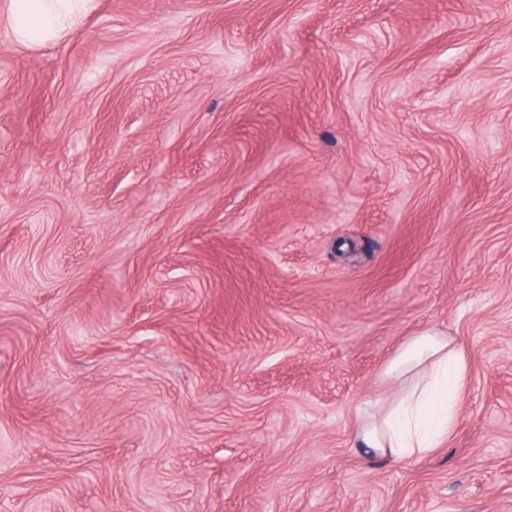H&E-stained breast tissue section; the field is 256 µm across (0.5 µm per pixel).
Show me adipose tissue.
Wrapping results in <instances>:
<instances>
[{"mask_svg": "<svg viewBox=\"0 0 512 512\" xmlns=\"http://www.w3.org/2000/svg\"><path fill=\"white\" fill-rule=\"evenodd\" d=\"M89 0H11L12 28L22 42L46 43L62 29L65 17ZM462 353L439 332L426 330L404 345L391 374L410 376L405 391L378 418L358 427L364 445L395 457L421 455L442 446L456 420L453 401H442V388L460 391L465 384Z\"/></svg>", "mask_w": 512, "mask_h": 512, "instance_id": "obj_1", "label": "adipose tissue"}]
</instances>
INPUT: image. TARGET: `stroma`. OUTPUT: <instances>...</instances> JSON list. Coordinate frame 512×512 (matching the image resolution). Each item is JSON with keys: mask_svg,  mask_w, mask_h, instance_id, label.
I'll return each mask as SVG.
<instances>
[{"mask_svg": "<svg viewBox=\"0 0 512 512\" xmlns=\"http://www.w3.org/2000/svg\"><path fill=\"white\" fill-rule=\"evenodd\" d=\"M0 512H512V0H0ZM91 0H11L12 28L22 42L44 44L63 27L65 17L83 10ZM435 330H426L404 345L390 373L416 372L405 391L380 417L362 423L358 435L367 448L395 457L421 455L442 446L456 420L452 399L438 400L449 387L458 393L465 384L463 354Z\"/></svg>", "mask_w": 512, "mask_h": 512, "instance_id": "1", "label": "stroma"}]
</instances>
